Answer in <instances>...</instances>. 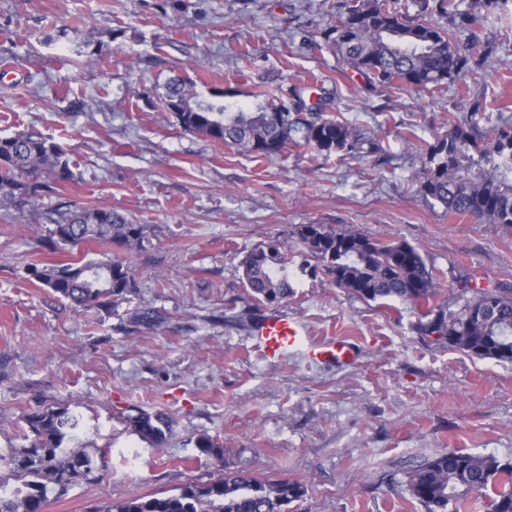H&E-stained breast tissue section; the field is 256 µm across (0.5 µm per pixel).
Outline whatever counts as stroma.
Instances as JSON below:
<instances>
[{
  "label": "stroma",
  "mask_w": 512,
  "mask_h": 512,
  "mask_svg": "<svg viewBox=\"0 0 512 512\" xmlns=\"http://www.w3.org/2000/svg\"><path fill=\"white\" fill-rule=\"evenodd\" d=\"M347 0H0V136L36 132L68 150L67 200L118 210L148 225L130 254L137 289L106 309L77 310L30 279L32 263L107 260L93 242L51 250L50 195L0 209V448H24L18 423L49 406L79 415L68 450L103 448L108 469L50 495L45 512H87L101 501L205 484L223 467L303 483L288 512H424L408 474L455 448L512 460V365L477 359L420 335L419 307H382L299 274L276 304L308 340L343 338L358 356L344 368L303 353L271 362L250 329L225 325L252 306L240 263L304 224L352 227L405 240L440 270L512 286V229L449 216L420 192L426 145L479 103L490 126L512 124V12L489 15V52L476 78L442 92L369 85L325 42ZM67 35L46 42L47 33ZM97 64L85 63V56ZM202 94L232 86L249 107L256 86L327 96L324 118L373 136L376 155L324 156L298 142L255 158L183 132L156 102L170 78ZM151 308L160 326L131 329ZM176 422L169 447L127 432L132 410ZM223 445L201 454L194 437Z\"/></svg>",
  "instance_id": "obj_1"
}]
</instances>
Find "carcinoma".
Masks as SVG:
<instances>
[{"label":"carcinoma","mask_w":512,"mask_h":512,"mask_svg":"<svg viewBox=\"0 0 512 512\" xmlns=\"http://www.w3.org/2000/svg\"><path fill=\"white\" fill-rule=\"evenodd\" d=\"M508 0H477L462 12L456 0H422L421 12L432 20L410 18L400 0H348L346 11L324 32L325 40L344 62L383 89L413 86L438 91L461 82L472 70L470 61L485 48L481 10L491 11ZM445 19L444 26L439 20ZM159 106L184 131L235 146L258 156L278 154L302 135L321 153L372 154V137H361L349 126L320 116L322 106H306L257 95L253 108L224 103L212 93L200 95L195 85L171 79ZM311 112V118L301 117ZM485 114L476 106L466 121L426 148L427 166L420 192L450 215L471 216L512 228V125L498 127L482 139ZM72 179L67 149L51 137L20 133L0 137V208L36 205L58 185ZM49 238L56 250L94 241L128 251L145 249L147 226L115 209L77 206L59 201L46 212ZM307 268L320 269L338 288L365 301L424 305L417 330L437 333L448 347L480 359L512 364V286L482 288L462 277L446 302L435 307L436 268L420 250L403 241H382L350 228L305 224L297 232ZM315 265H310L309 261ZM295 254L288 242L272 239L242 261L243 280L262 305L279 303L292 294L290 275ZM32 279L61 299L84 309L105 307L137 288L134 267L124 259L94 262L84 257L69 262L31 264ZM136 326L156 327L161 317L143 309L132 313ZM24 432L33 435L28 448L0 453L5 467L20 484L0 476V512H44L50 492H64L80 481L103 477L106 451L95 448L66 453L63 444L81 427V418L65 409L46 408L23 416ZM176 422L161 411L136 410L126 428L153 448H164L175 435ZM195 447L224 460V448L207 436ZM408 489L425 512H461L470 501H485L489 512H512V461L476 456L457 449L444 451L409 474ZM305 487L298 481H263L244 468H224L206 484L186 483L173 493L134 495L114 504L104 501L90 512H285L300 500Z\"/></svg>","instance_id":"1"}]
</instances>
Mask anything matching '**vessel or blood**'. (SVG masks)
I'll return each instance as SVG.
<instances>
[{
	"mask_svg": "<svg viewBox=\"0 0 512 512\" xmlns=\"http://www.w3.org/2000/svg\"><path fill=\"white\" fill-rule=\"evenodd\" d=\"M255 346L266 359H284L298 348H305L307 356L321 364H347L353 361L354 351L344 341L330 344H305L299 321L281 312L265 315L255 326Z\"/></svg>",
	"mask_w": 512,
	"mask_h": 512,
	"instance_id": "1",
	"label": "vessel or blood"
}]
</instances>
